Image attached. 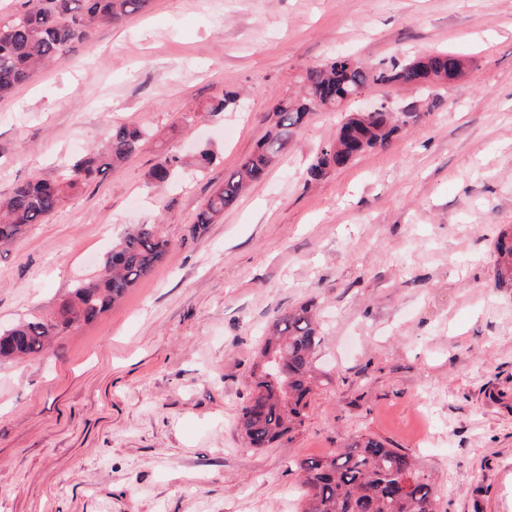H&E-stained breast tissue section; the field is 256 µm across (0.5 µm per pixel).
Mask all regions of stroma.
<instances>
[{
  "instance_id": "stroma-1",
  "label": "stroma",
  "mask_w": 512,
  "mask_h": 512,
  "mask_svg": "<svg viewBox=\"0 0 512 512\" xmlns=\"http://www.w3.org/2000/svg\"><path fill=\"white\" fill-rule=\"evenodd\" d=\"M436 51L464 75L372 94L421 114L389 146L308 180L343 114L315 113L194 230L307 69ZM227 90L236 105L210 114ZM123 123L151 130L141 151L0 248V326L53 311L132 225L172 248L97 321L0 362V512H300L296 461L361 435L412 457L446 512H512V288L493 280L512 229V0H149L0 99V195L64 179ZM167 156L184 164L159 188ZM309 301L304 424L246 447L265 328Z\"/></svg>"
}]
</instances>
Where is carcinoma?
Instances as JSON below:
<instances>
[{"instance_id":"obj_1","label":"carcinoma","mask_w":512,"mask_h":512,"mask_svg":"<svg viewBox=\"0 0 512 512\" xmlns=\"http://www.w3.org/2000/svg\"><path fill=\"white\" fill-rule=\"evenodd\" d=\"M149 0H21L9 14L0 13V98L13 93L37 71L71 59L79 46L106 24H117L142 10ZM454 52L400 59L367 66L351 56L310 69L303 95L283 98L275 106L277 121L257 148L242 158L236 171L218 186L196 217L194 228L214 223L268 168L288 150L290 139L314 110L334 112L342 99L378 85L408 88L448 80L461 72ZM418 117L416 112L348 113L308 168L311 178L349 164L361 154L388 146ZM148 132L119 125L108 133L101 150H91L71 167L65 182L30 179L0 199V247L17 240L32 224L45 222L62 204L66 191L119 167L141 150ZM177 157H165L150 172L156 185L170 180ZM172 246L158 224H139L112 248L101 273L78 280L57 310L0 328V362L35 357L52 340L94 322L119 302L140 279L163 261ZM495 280L512 287V235L501 232L496 243ZM320 344L312 306L303 304L276 315L270 338L261 349L252 396L241 409L240 423L249 448H269L304 423L313 390V359ZM303 492L302 512H444L429 475L398 448L360 436L349 448L319 459L297 462Z\"/></svg>"}]
</instances>
